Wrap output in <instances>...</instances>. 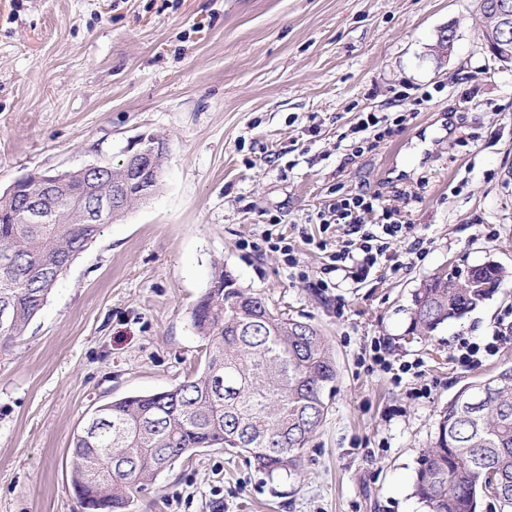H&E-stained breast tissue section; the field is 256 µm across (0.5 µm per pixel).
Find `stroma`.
Returning <instances> with one entry per match:
<instances>
[{"instance_id": "obj_1", "label": "stroma", "mask_w": 512, "mask_h": 512, "mask_svg": "<svg viewBox=\"0 0 512 512\" xmlns=\"http://www.w3.org/2000/svg\"><path fill=\"white\" fill-rule=\"evenodd\" d=\"M480 24L479 0H0V193L117 162L143 135L168 146L160 190L0 347V512H80L75 433L105 401L202 370L190 315L218 266L320 329L329 410L295 474L203 448L127 512H425L413 481L441 408L512 365V340L455 358L459 339L512 322V63L491 60ZM366 112L386 115L382 135L353 136ZM356 193L400 211L422 249L362 282L327 272L336 233L321 226ZM489 260L509 274L493 297L411 334L426 279Z\"/></svg>"}]
</instances>
